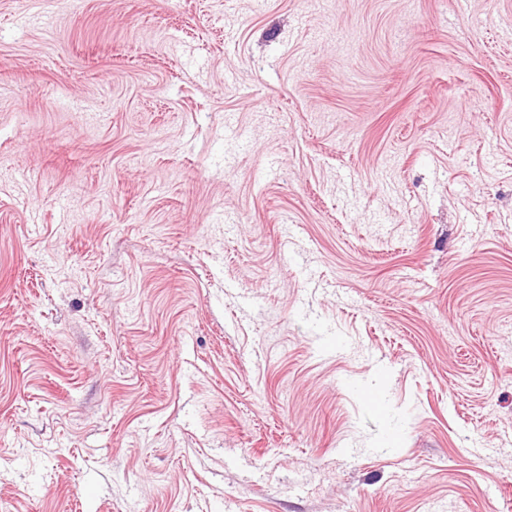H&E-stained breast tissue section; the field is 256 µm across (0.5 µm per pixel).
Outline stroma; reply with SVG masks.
<instances>
[{
    "instance_id": "1",
    "label": "stroma",
    "mask_w": 512,
    "mask_h": 512,
    "mask_svg": "<svg viewBox=\"0 0 512 512\" xmlns=\"http://www.w3.org/2000/svg\"><path fill=\"white\" fill-rule=\"evenodd\" d=\"M0 512H512V0H0Z\"/></svg>"
}]
</instances>
